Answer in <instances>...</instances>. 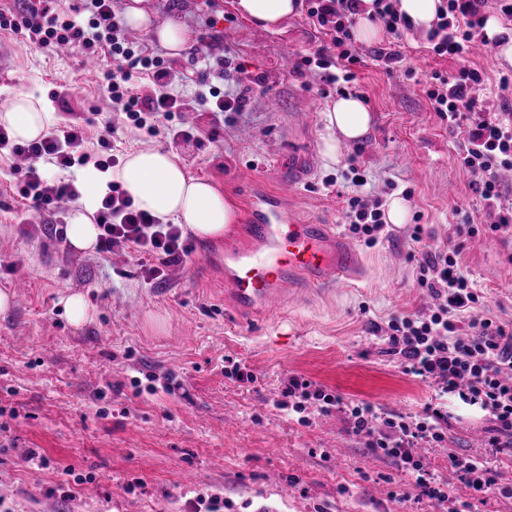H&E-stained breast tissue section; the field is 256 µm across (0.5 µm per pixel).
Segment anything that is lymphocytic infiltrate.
<instances>
[{
  "mask_svg": "<svg viewBox=\"0 0 512 512\" xmlns=\"http://www.w3.org/2000/svg\"><path fill=\"white\" fill-rule=\"evenodd\" d=\"M17 11L0 10V30H26L31 41L51 50L77 47L85 55L108 61L102 84L113 109L126 125L191 140V129L172 126L175 114L187 110L181 93L194 83V96L221 124L241 113L252 90L245 70L225 55L218 73L219 85L209 83L207 56H193L199 67L198 80L173 70L160 55L125 37L121 17L112 0H78L68 6L64 0H19ZM361 0H308L306 15L330 37L329 45L305 57L304 65L321 69L326 85L337 92L352 90L356 75L353 64L360 55L354 47L353 28ZM505 18H512V0H443L434 27L427 32V50L439 57H460L479 46L493 45L485 30L486 6ZM144 77L148 92L135 89L134 76ZM481 71L471 67L450 75L434 74L426 91L431 108L449 125L464 128L465 141L458 154L463 169L473 178V190L495 220L493 233L512 232V200L507 199L499 174L512 170V103H493L484 90ZM85 131L82 125L62 122L39 140L12 142L0 127V151L27 159L26 167H13L19 195L29 207L54 211L60 200L80 196L74 181L53 180L41 175L37 162L68 170L83 163ZM383 200L356 194L347 202L349 233L365 245L389 239L384 221ZM96 222L101 229L97 251L132 248L155 258L149 279L164 277L167 267L189 252L179 225L163 223L138 210L131 195L112 186L100 201ZM480 232L478 225H457L455 247L429 242L423 225H413L409 240L417 253L416 283L434 298L428 311L391 317L386 326L372 324L381 333L389 352L398 356L404 371L421 379L435 380L443 390L470 399L488 410L495 434L487 445L500 455L512 456V330L487 310L483 294L461 267L462 243ZM283 394L296 412L315 408L319 413L339 412L348 418L349 431L367 439L372 454L387 458L397 470L411 474L423 495L446 501L447 495L432 476L425 458L415 455L416 443H440L445 439L448 417L428 407L420 420L406 415L379 417L367 403H344L335 395L312 387L300 376H291ZM448 462L472 490L488 494L499 491L486 458L449 454Z\"/></svg>",
  "mask_w": 512,
  "mask_h": 512,
  "instance_id": "obj_1",
  "label": "lymphocytic infiltrate"
}]
</instances>
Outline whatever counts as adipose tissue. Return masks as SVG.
<instances>
[{"mask_svg": "<svg viewBox=\"0 0 512 512\" xmlns=\"http://www.w3.org/2000/svg\"><path fill=\"white\" fill-rule=\"evenodd\" d=\"M241 17L266 30H276L301 9V0H235ZM125 23L134 29L155 28L159 41L173 52L185 50L191 41L188 32L176 22L153 27L149 0H128ZM329 135L322 143V155L338 163L341 141H356L365 136L372 115L358 97L337 98L323 111ZM51 120L44 103L27 93L17 94L0 109V124L20 142L40 139L48 132ZM87 200L75 210L65 227L68 243L80 251L95 250L99 229L94 221L96 201L105 196L110 184L122 186L136 205L165 222L182 224L200 237H220L234 222V210L212 184L195 178L180 163L174 152L160 148H138L129 152L123 163L99 171L84 170Z\"/></svg>", "mask_w": 512, "mask_h": 512, "instance_id": "1", "label": "adipose tissue"}]
</instances>
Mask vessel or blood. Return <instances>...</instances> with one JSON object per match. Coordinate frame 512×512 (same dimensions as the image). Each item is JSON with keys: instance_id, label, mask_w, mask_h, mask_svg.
Masks as SVG:
<instances>
[{"instance_id": "b4317fda", "label": "vessel or blood", "mask_w": 512, "mask_h": 512, "mask_svg": "<svg viewBox=\"0 0 512 512\" xmlns=\"http://www.w3.org/2000/svg\"><path fill=\"white\" fill-rule=\"evenodd\" d=\"M240 181L249 189L240 241L224 247V296L236 323L280 310L295 288L355 275L357 252L334 225L295 218L281 193L259 189L249 173Z\"/></svg>"}]
</instances>
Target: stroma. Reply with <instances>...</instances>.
I'll return each mask as SVG.
<instances>
[{"instance_id": "1", "label": "stroma", "mask_w": 512, "mask_h": 512, "mask_svg": "<svg viewBox=\"0 0 512 512\" xmlns=\"http://www.w3.org/2000/svg\"><path fill=\"white\" fill-rule=\"evenodd\" d=\"M151 4L155 26L181 24L202 52L211 35L223 36L261 82L245 112L223 129L213 130L203 110L188 112L198 129L190 143L117 125L122 153L174 151L238 214V175L252 170L267 188L287 190L296 216L337 225L353 191L343 174L353 164L367 190L384 200L410 190L408 216L389 240L361 247L362 279L301 292L278 314L232 326L224 309V244L236 228L212 240L184 232L189 256L150 282L154 257L131 249L103 257L58 242L51 227L67 224V216L28 210L5 175L10 158L0 157V290L15 277L28 280L26 292L0 312V512H195L196 498L214 495L223 512H448L462 501L472 512H512V494L476 493L448 463L452 452L486 455L499 483L512 484V456H490L485 446L493 419L459 396L447 398L446 447L422 450L447 487L443 504L371 454L363 438L348 433L343 414L303 423L277 406L292 375L344 402L372 404L383 416L418 414L434 402L437 386L406 374L370 330L433 304L416 284L411 224L422 221L436 242L453 244L463 215L477 224L490 220L457 161L464 132L432 112L426 82L436 72L473 67L492 89L512 64L494 47L457 58L431 55L413 30L401 40V68L389 74L371 54L389 47L391 36L358 43L355 94L375 121L365 139L341 143L339 162L330 165L320 153L322 111L337 94L324 92L319 73L298 69L329 38L305 14L270 32L240 17L233 0ZM409 66L416 79L405 76ZM20 92L42 99L54 122H84L85 151L101 159L98 141L112 103L83 71L79 51L44 50L23 32L0 30V108ZM271 98L277 110H269ZM299 152L311 155L312 165L306 180L292 184L288 165ZM478 240L464 247L462 267L491 313L512 326V236L484 231ZM71 293L83 294L93 312L79 327L62 304ZM228 357L253 381L225 376ZM34 454L49 466L29 463ZM68 466L86 481L63 499L56 487Z\"/></svg>"}]
</instances>
